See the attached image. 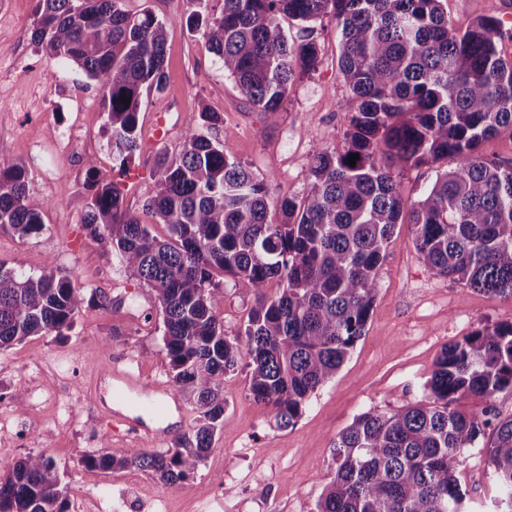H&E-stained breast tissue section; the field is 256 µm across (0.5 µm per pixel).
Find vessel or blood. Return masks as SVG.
<instances>
[{
  "mask_svg": "<svg viewBox=\"0 0 512 512\" xmlns=\"http://www.w3.org/2000/svg\"><path fill=\"white\" fill-rule=\"evenodd\" d=\"M105 376L117 387L115 401L109 411L113 422L141 434L148 441L165 442V430L144 424L143 417L154 413L157 402L177 404L176 394L163 384L146 385L127 365L117 362L106 371Z\"/></svg>",
  "mask_w": 512,
  "mask_h": 512,
  "instance_id": "b4317fda",
  "label": "vessel or blood"
}]
</instances>
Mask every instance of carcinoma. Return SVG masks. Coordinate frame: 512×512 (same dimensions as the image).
Masks as SVG:
<instances>
[{
  "label": "carcinoma",
  "instance_id": "carcinoma-1",
  "mask_svg": "<svg viewBox=\"0 0 512 512\" xmlns=\"http://www.w3.org/2000/svg\"><path fill=\"white\" fill-rule=\"evenodd\" d=\"M190 2L197 9L187 26L260 112L278 109L295 78L318 63L316 43L289 38L280 17L303 33L332 17L349 89L348 148L318 150L306 195L274 206L266 184L211 137L219 117L203 110L182 152L153 175L145 210L166 226L161 239L122 210L118 181L87 160L84 228L156 293L172 380L197 421L166 451L97 450L82 464L138 468L173 489L206 459L224 422V374L241 361L249 395L282 429L336 376L363 336L397 225L413 226L415 248L436 274L512 298V165L478 152L486 138L512 129V60L498 50L499 19L481 17L461 31L448 20V0H224L218 17ZM33 40L95 82L112 160L126 172L139 148L144 96L164 85L166 23L147 9L125 11L123 0H37ZM450 160L455 166L427 197L406 206L391 168ZM26 198V171L0 168V232L22 240L44 229ZM221 275L257 298L242 338L224 335ZM273 280L281 288L269 296ZM83 300L67 275L24 276L0 263V350L69 331ZM507 389L512 323L449 343L421 403L364 413L336 436L334 477L317 512H465L457 465L466 448L486 455L497 489L492 512H512V416L495 403ZM66 503L57 465L43 453L19 457L0 475V512H67Z\"/></svg>",
  "mask_w": 512,
  "mask_h": 512
}]
</instances>
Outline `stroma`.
Wrapping results in <instances>:
<instances>
[{"label": "stroma", "mask_w": 512, "mask_h": 512, "mask_svg": "<svg viewBox=\"0 0 512 512\" xmlns=\"http://www.w3.org/2000/svg\"><path fill=\"white\" fill-rule=\"evenodd\" d=\"M124 7L133 14L149 9L167 23L166 85L149 94L139 114L141 147L121 185L124 210L153 235L165 237L166 227L145 212L151 176L161 156L181 152L201 111L219 114L214 139L266 183L274 202L307 193L318 149L344 150L348 89L338 74L334 19L315 24L310 34L319 51L316 69L296 79L276 111L260 112L201 34L188 29V0H124ZM34 11L35 0H0V166L25 168L27 203L40 212L44 229L23 240L0 233V262L25 275L61 271L85 299L65 335L30 336L0 351V457L51 456L68 498L107 489L118 512H316L333 477L336 435L359 414H391L420 403L441 349L484 326L512 323V299L437 276L417 254L411 225H398L377 270L364 335L336 377L311 394L294 426L276 428L269 409L249 396L241 367L224 376L223 425L181 488L167 489L141 469L82 467V455L99 448L120 456L141 445L132 435L115 437L99 411L100 371L119 358L143 381L167 383L171 376L154 291L83 228L86 159L112 171L101 94L81 70L38 51ZM481 16L502 19L512 30V0H448L457 28ZM438 171L435 164L396 166L392 174L412 204L426 197ZM220 287L224 333L241 335L254 293L229 277ZM457 472L469 491V512H491L495 490L485 456L464 450Z\"/></svg>", "instance_id": "35a3bbf8"}]
</instances>
